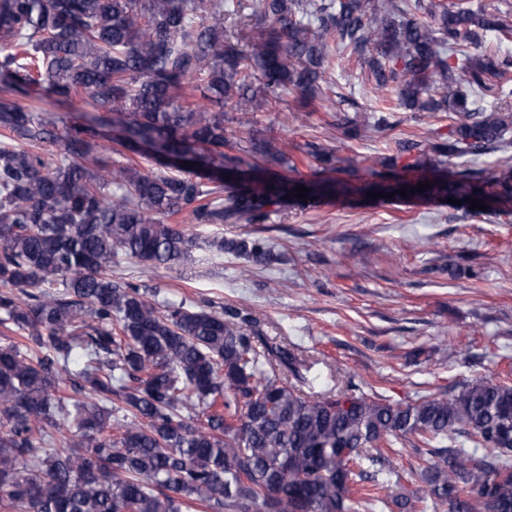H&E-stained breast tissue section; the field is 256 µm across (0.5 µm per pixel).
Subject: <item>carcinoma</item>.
<instances>
[{
	"mask_svg": "<svg viewBox=\"0 0 512 512\" xmlns=\"http://www.w3.org/2000/svg\"><path fill=\"white\" fill-rule=\"evenodd\" d=\"M247 50L224 0H0V79L30 100L92 107L78 122L0 99V509L3 512H358L384 449L426 455L382 512H512V383L392 402L316 388L315 363L243 309L219 315L112 279L118 258L175 265L197 246L170 220L265 224L333 197L483 201L512 214V167L454 160L512 145V8L469 0H251ZM410 112H451L448 135L368 175L296 174L242 114L329 84L331 42ZM492 96L496 106L485 107ZM389 108L366 131L396 127ZM51 143L41 154L33 145ZM151 167L139 170L128 154ZM194 165L190 169L184 162ZM420 182L431 188L419 192ZM309 198L295 197V187ZM406 189L407 195L398 194ZM219 252L274 261L259 239Z\"/></svg>",
	"mask_w": 512,
	"mask_h": 512,
	"instance_id": "1",
	"label": "carcinoma"
}]
</instances>
